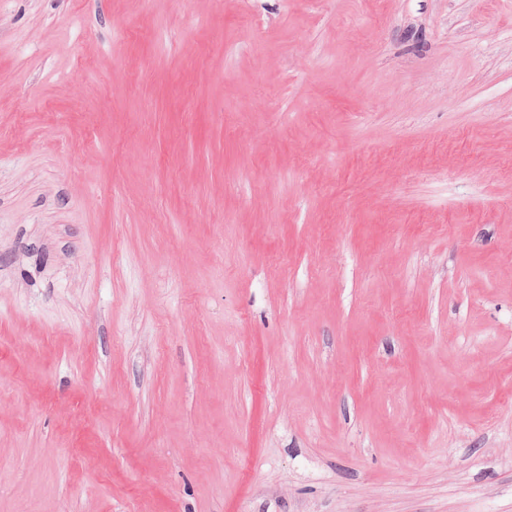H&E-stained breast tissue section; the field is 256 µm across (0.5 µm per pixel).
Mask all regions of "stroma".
Returning <instances> with one entry per match:
<instances>
[{
    "label": "stroma",
    "mask_w": 512,
    "mask_h": 512,
    "mask_svg": "<svg viewBox=\"0 0 512 512\" xmlns=\"http://www.w3.org/2000/svg\"><path fill=\"white\" fill-rule=\"evenodd\" d=\"M0 512H512V0H0Z\"/></svg>",
    "instance_id": "obj_1"
}]
</instances>
